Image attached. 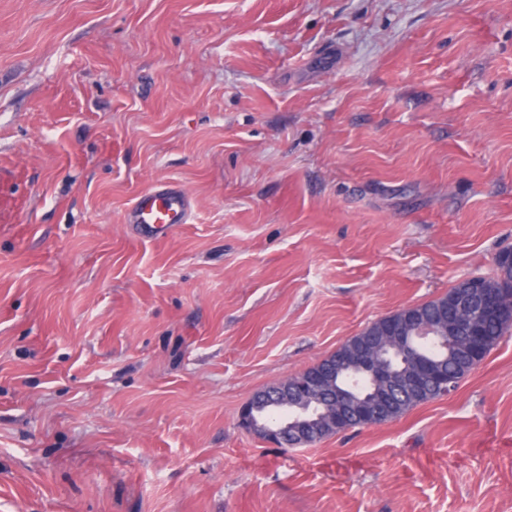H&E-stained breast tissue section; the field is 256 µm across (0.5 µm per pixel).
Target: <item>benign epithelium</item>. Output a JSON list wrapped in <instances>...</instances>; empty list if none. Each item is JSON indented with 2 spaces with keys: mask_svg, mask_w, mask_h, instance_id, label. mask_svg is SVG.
<instances>
[{
  "mask_svg": "<svg viewBox=\"0 0 512 512\" xmlns=\"http://www.w3.org/2000/svg\"><path fill=\"white\" fill-rule=\"evenodd\" d=\"M467 283L468 290L454 301L452 319L427 322L408 313L403 320L390 324L372 349L349 348L338 363L316 364L301 380L261 392L242 408L240 424L275 446L284 442L289 448L300 447L316 443L324 432L343 424L351 415L372 426L382 400L405 389L417 392L425 379L453 393L457 380L448 377L438 362L419 357L414 366L395 372L388 360L407 352L417 337L446 334L471 358L472 367L483 364L487 356L483 325L491 319L512 320V289L490 292L483 288L479 277L469 278ZM349 373L368 380L374 394L372 402H364L339 382L341 375Z\"/></svg>",
  "mask_w": 512,
  "mask_h": 512,
  "instance_id": "benign-epithelium-1",
  "label": "benign epithelium"
}]
</instances>
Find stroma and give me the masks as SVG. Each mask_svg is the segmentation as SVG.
Returning a JSON list of instances; mask_svg holds the SVG:
<instances>
[{"label":"stroma","instance_id":"1","mask_svg":"<svg viewBox=\"0 0 512 512\" xmlns=\"http://www.w3.org/2000/svg\"><path fill=\"white\" fill-rule=\"evenodd\" d=\"M0 512H512V332L282 449L258 391L512 248V0H0ZM172 185L188 223H128ZM22 176V170L13 168L9 171L2 170L0 173V222L2 224H13L18 221L19 216L27 208V200L4 189L5 178L16 180Z\"/></svg>","mask_w":512,"mask_h":512}]
</instances>
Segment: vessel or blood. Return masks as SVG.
<instances>
[{
  "instance_id": "vessel-or-blood-1",
  "label": "vessel or blood",
  "mask_w": 512,
  "mask_h": 512,
  "mask_svg": "<svg viewBox=\"0 0 512 512\" xmlns=\"http://www.w3.org/2000/svg\"><path fill=\"white\" fill-rule=\"evenodd\" d=\"M20 169L14 168L0 173V222L16 223L26 210L27 201L3 187L4 180L21 178ZM131 223L143 225L149 232H166L176 224L187 223L189 205L181 190L157 188L138 195L129 211Z\"/></svg>"
}]
</instances>
